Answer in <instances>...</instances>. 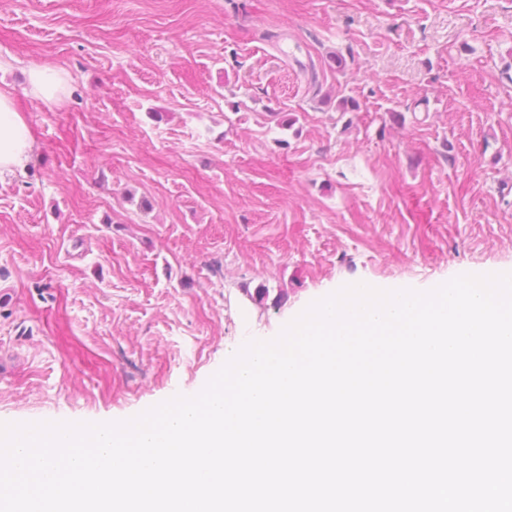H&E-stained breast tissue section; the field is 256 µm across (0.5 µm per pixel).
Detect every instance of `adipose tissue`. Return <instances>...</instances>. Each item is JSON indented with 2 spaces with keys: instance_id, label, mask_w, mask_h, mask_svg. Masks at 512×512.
<instances>
[{
  "instance_id": "ef3b65f1",
  "label": "adipose tissue",
  "mask_w": 512,
  "mask_h": 512,
  "mask_svg": "<svg viewBox=\"0 0 512 512\" xmlns=\"http://www.w3.org/2000/svg\"><path fill=\"white\" fill-rule=\"evenodd\" d=\"M65 71L46 64L27 73V92L45 103L60 102L67 89ZM34 140L23 116L15 107L11 91L0 90V177L25 170L33 153Z\"/></svg>"
}]
</instances>
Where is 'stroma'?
<instances>
[{
    "label": "stroma",
    "instance_id": "35a3bbf8",
    "mask_svg": "<svg viewBox=\"0 0 512 512\" xmlns=\"http://www.w3.org/2000/svg\"><path fill=\"white\" fill-rule=\"evenodd\" d=\"M0 58L35 144L0 178V423L195 395L346 285L512 271V0H0ZM68 76L65 71L46 64L30 69L27 73V92L33 98L56 104L66 96Z\"/></svg>",
    "mask_w": 512,
    "mask_h": 512
}]
</instances>
